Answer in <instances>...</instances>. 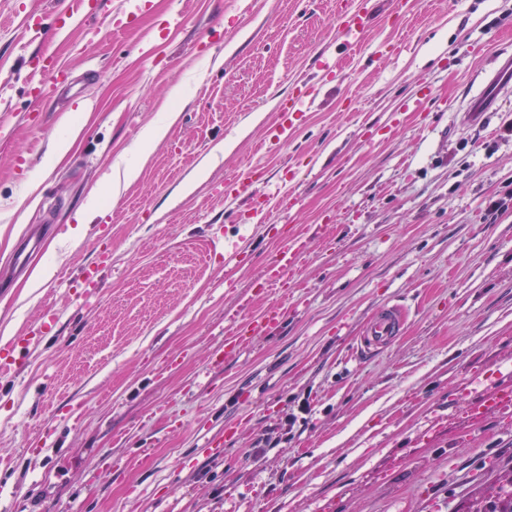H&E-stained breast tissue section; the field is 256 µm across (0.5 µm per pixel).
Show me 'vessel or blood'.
Masks as SVG:
<instances>
[{"label": "vessel or blood", "instance_id": "vessel-or-blood-1", "mask_svg": "<svg viewBox=\"0 0 512 512\" xmlns=\"http://www.w3.org/2000/svg\"><path fill=\"white\" fill-rule=\"evenodd\" d=\"M99 0H55L51 12H44L35 6L28 12L26 27L37 36L58 35L73 29H82L88 42H95L102 25L115 28L136 25L140 16L149 10L148 0H131L130 4L111 16L101 17L98 10ZM370 16L362 8H350L343 17L340 32L351 44L362 41L367 30ZM60 74L59 65L54 56L41 53L28 62L26 76L32 89H43L46 81H53ZM311 95L301 92L289 98L283 105L274 125L273 139L276 143H287L294 130V117L304 111ZM257 181L255 170L249 169L242 174L225 180L224 196L232 198L252 188ZM51 233L47 224L36 226L33 233L16 246L13 264L9 270L0 272V279L6 280L23 275L28 270L29 257ZM306 236L302 232L292 234L287 243L278 251L265 269V286L287 287L289 280L298 271L305 254ZM107 253H100L97 265L86 267L81 276L68 282L67 292L71 301L84 302L88 295L96 292L100 285L99 267L107 263ZM288 317L287 305L273 303L266 305L260 315L240 323L236 331L224 340V357L233 359L249 347L256 339L263 337L281 325ZM406 321L404 309L398 305H384L368 321L357 338V349L361 354L380 352L393 343L401 334ZM475 411L508 412L512 410V386L504 385L494 393L483 397L474 406Z\"/></svg>", "mask_w": 512, "mask_h": 512}]
</instances>
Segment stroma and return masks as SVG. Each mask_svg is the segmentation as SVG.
<instances>
[{"label":"stroma","mask_w":512,"mask_h":512,"mask_svg":"<svg viewBox=\"0 0 512 512\" xmlns=\"http://www.w3.org/2000/svg\"><path fill=\"white\" fill-rule=\"evenodd\" d=\"M48 2L0 0V267L29 225L56 226L0 293V345L54 316L0 375V512H494L512 497V414L469 409L512 382V95L486 84L512 56V0H360L371 21L355 46L338 31L346 0H151L137 27H102L87 60L76 35L27 31L25 12ZM44 48L98 78L37 94L24 75ZM311 86L291 140L258 152L280 103ZM479 93L481 123L435 109ZM172 112L142 159V131ZM254 161L255 191L287 186L296 210L260 223L252 193L213 195ZM137 164L132 184L103 183ZM299 228L309 250L287 320L208 365L238 321L282 299L239 307ZM103 238L102 285L74 305L60 281ZM388 303L405 306L404 335L352 362ZM299 402L311 411L283 434ZM233 420L241 434L203 455Z\"/></svg>","instance_id":"35a3bbf8"}]
</instances>
